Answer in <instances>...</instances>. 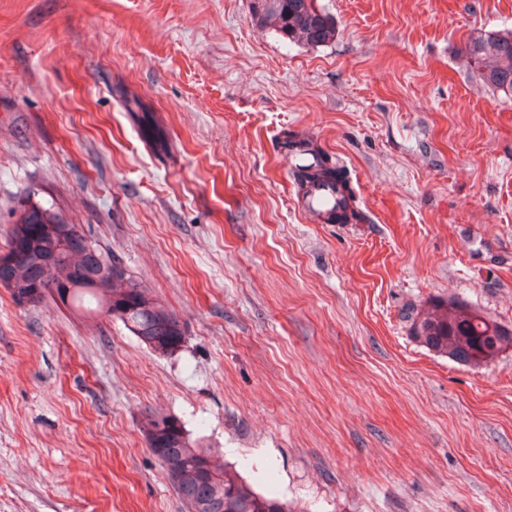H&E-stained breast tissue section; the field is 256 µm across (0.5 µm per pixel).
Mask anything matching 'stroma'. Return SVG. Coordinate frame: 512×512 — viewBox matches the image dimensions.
Segmentation results:
<instances>
[{
	"mask_svg": "<svg viewBox=\"0 0 512 512\" xmlns=\"http://www.w3.org/2000/svg\"><path fill=\"white\" fill-rule=\"evenodd\" d=\"M316 5L312 48L250 0H0V246L50 207L186 336L158 354L0 287V512H186L149 411L296 512H512V347L469 366L410 333L448 297L512 327V94L462 51L512 0ZM292 138L363 222L296 208ZM133 104L136 111L131 107ZM129 112L133 113L134 118L138 122L143 136L147 141L154 144H161L164 147V137L161 131L158 130L147 106L143 104L137 97L127 100ZM141 113V114H140Z\"/></svg>",
	"mask_w": 512,
	"mask_h": 512,
	"instance_id": "1",
	"label": "stroma"
}]
</instances>
